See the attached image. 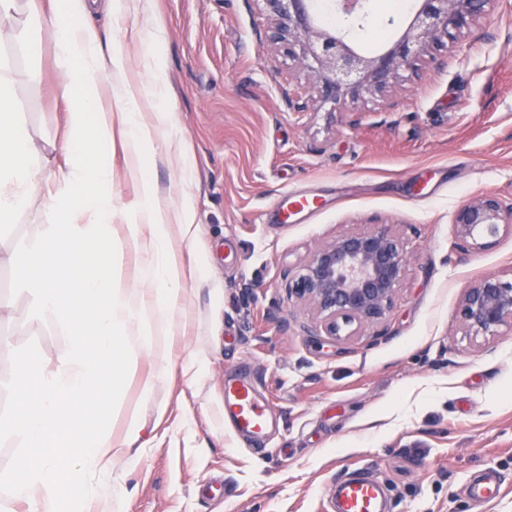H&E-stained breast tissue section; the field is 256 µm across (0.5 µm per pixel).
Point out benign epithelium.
<instances>
[{"label":"benign epithelium","mask_w":512,"mask_h":512,"mask_svg":"<svg viewBox=\"0 0 512 512\" xmlns=\"http://www.w3.org/2000/svg\"><path fill=\"white\" fill-rule=\"evenodd\" d=\"M267 36L288 46L312 90L313 102L335 121L356 124L343 111L348 100L384 94L416 62L433 56L480 23L492 0H418L408 25L387 47L366 54L346 35L367 18V0H335L342 23L330 28L312 12L313 0H262ZM455 238L466 250L489 247L512 234V203L492 194L463 202L452 217ZM407 269V251L392 223L347 232L319 246L296 271L284 272L288 297L312 312L313 328L338 340L385 322ZM469 336L494 337L512 329V270L490 272L464 288L457 315Z\"/></svg>","instance_id":"1"}]
</instances>
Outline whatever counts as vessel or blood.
<instances>
[{"label": "vessel or blood", "mask_w": 512, "mask_h": 512, "mask_svg": "<svg viewBox=\"0 0 512 512\" xmlns=\"http://www.w3.org/2000/svg\"><path fill=\"white\" fill-rule=\"evenodd\" d=\"M224 417L255 439L269 428L266 407L252 381L244 378L225 382ZM381 500L380 484L366 473L351 472L336 481V512H382Z\"/></svg>", "instance_id": "obj_1"}]
</instances>
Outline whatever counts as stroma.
<instances>
[{
	"mask_svg": "<svg viewBox=\"0 0 512 512\" xmlns=\"http://www.w3.org/2000/svg\"><path fill=\"white\" fill-rule=\"evenodd\" d=\"M93 10L85 26L111 39L127 68L101 87L102 107L121 111L112 94L122 81L150 80L142 60L159 54L173 97L142 101L140 119L171 112L194 161L153 163L150 152L112 150L118 208L112 240L123 243L128 277L143 255L123 242L128 205L141 197L128 176L138 165L174 201H190L196 237L176 240L195 271L191 296L156 340L141 373L164 367L153 398L129 380L123 402L138 405L141 448L117 463L122 512H333L331 487L365 470L383 483L388 512H512V329L484 338L460 330L463 288L482 274L512 269V235L483 251L462 250L452 216L481 193L512 199V0H494L466 31L447 65L418 62L391 92L347 104L356 125H334L310 105L303 77L283 48L264 39L259 0H125ZM375 36L352 39L374 52L397 37L407 12L371 0ZM162 25V44L151 37ZM14 105L45 148L39 167L65 165L60 152L68 103L59 95L53 28L41 50L0 42ZM43 83L32 94L28 73ZM295 92L305 113L289 110ZM310 197L313 211L287 212V197ZM391 222L404 239L407 275L386 323L347 341L308 332L309 310L290 301L283 273L298 269L320 244L374 223ZM13 273L0 268V382L29 350L51 356L67 338L25 318ZM250 379L272 425L261 444L224 418V383ZM167 405L157 416L156 403ZM500 478L498 496L476 502L469 485L484 470Z\"/></svg>",
	"mask_w": 512,
	"mask_h": 512,
	"instance_id": "1",
	"label": "stroma"
}]
</instances>
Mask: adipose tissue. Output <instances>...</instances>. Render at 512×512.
I'll list each match as a JSON object with an SVG mask.
<instances>
[{
    "label": "adipose tissue",
    "instance_id": "ef3b65f1",
    "mask_svg": "<svg viewBox=\"0 0 512 512\" xmlns=\"http://www.w3.org/2000/svg\"><path fill=\"white\" fill-rule=\"evenodd\" d=\"M2 20L8 26L0 28V39L38 52V0H0ZM54 47L61 92L71 101L62 149L72 163L48 176L58 186L44 196L45 209L54 217L50 224L41 223L40 211L32 207L39 149L13 108V81L0 64V224L25 214L38 226L36 235L0 247V266L14 272L16 288L28 301V320L53 322L70 338L57 359L37 360L28 352L18 356L12 403L0 412V439L17 448L21 472H0V483L10 489L0 512H15L20 504L28 512H66L71 506L77 512H117L119 502L102 479L116 461L131 460L143 431L138 406L123 405L117 391L136 378L142 396L150 398L164 379L160 369L139 376L140 358L154 352L159 333L172 331L174 313L190 293L191 276L169 228L177 226L181 238L190 239L198 226L191 205L173 204L142 168L131 169L142 194L130 208L127 240L143 254L146 271L141 287L124 285L120 257L107 241L117 207L107 161L113 128H125V148L135 156L166 129L167 154L176 156L185 172L192 160L171 129L170 113H156L151 126L139 119L142 98L163 101L169 95L157 56L147 61L149 84L124 86L128 109L112 112L99 107L93 91L123 72V52L103 45L91 29L66 24L55 27ZM93 240L100 248H90ZM112 408L121 411L125 424L118 438L90 423Z\"/></svg>",
    "mask_w": 512,
    "mask_h": 512
}]
</instances>
